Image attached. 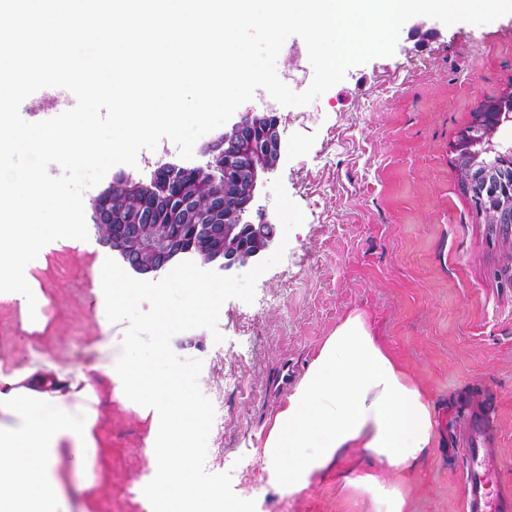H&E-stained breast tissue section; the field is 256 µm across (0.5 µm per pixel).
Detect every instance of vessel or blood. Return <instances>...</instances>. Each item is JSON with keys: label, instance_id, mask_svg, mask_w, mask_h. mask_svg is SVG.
<instances>
[{"label": "vessel or blood", "instance_id": "vessel-or-blood-1", "mask_svg": "<svg viewBox=\"0 0 512 512\" xmlns=\"http://www.w3.org/2000/svg\"><path fill=\"white\" fill-rule=\"evenodd\" d=\"M498 465L478 426H471L465 467L466 512H512V492L501 488Z\"/></svg>", "mask_w": 512, "mask_h": 512}]
</instances>
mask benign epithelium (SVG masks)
<instances>
[{
	"mask_svg": "<svg viewBox=\"0 0 512 512\" xmlns=\"http://www.w3.org/2000/svg\"><path fill=\"white\" fill-rule=\"evenodd\" d=\"M512 124V96L482 105L479 120L464 129L455 144L457 163L478 210L492 225L512 231V146L493 141ZM204 166L161 163L150 182L118 174L95 200L94 219L114 224L104 244L116 251L135 273L150 276L190 254L205 263L222 261L224 269L257 263L274 245L277 227L265 217L243 221L254 202L259 179L275 172L282 149L279 119L272 108L254 107L236 113L224 133L202 147ZM130 191L146 199H162L166 232L154 239L143 225L157 222L155 208L125 215L113 208ZM207 199L202 207L198 200Z\"/></svg>",
	"mask_w": 512,
	"mask_h": 512,
	"instance_id": "1",
	"label": "benign epithelium"
}]
</instances>
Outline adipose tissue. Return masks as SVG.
Instances as JSON below:
<instances>
[{
    "mask_svg": "<svg viewBox=\"0 0 512 512\" xmlns=\"http://www.w3.org/2000/svg\"><path fill=\"white\" fill-rule=\"evenodd\" d=\"M85 373L40 353L28 366L0 370V512H66L69 476L92 470L98 414ZM435 409L374 336L350 314L327 338L275 414L261 450L273 489L308 488L342 452L360 449L374 467L343 475L345 489L368 495L373 512H405L402 485L436 442Z\"/></svg>",
    "mask_w": 512,
    "mask_h": 512,
    "instance_id": "adipose-tissue-1",
    "label": "adipose tissue"
}]
</instances>
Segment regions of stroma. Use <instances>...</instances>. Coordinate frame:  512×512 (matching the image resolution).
I'll return each mask as SVG.
<instances>
[{"label":"stroma","mask_w":512,"mask_h":512,"mask_svg":"<svg viewBox=\"0 0 512 512\" xmlns=\"http://www.w3.org/2000/svg\"><path fill=\"white\" fill-rule=\"evenodd\" d=\"M280 78L307 89L313 68L300 37L285 42ZM512 92V15L475 26L409 20L393 55L350 67L308 105L278 108L282 162L259 183L253 208L275 217L281 178L305 221L279 264L263 273L252 304L221 308L222 342L198 328L176 334L173 352L199 359V387L223 417L211 429L206 469L232 471L234 493L266 512H372L335 471L294 495L276 492L259 464L264 425L283 401L282 361L305 373L336 327L355 311L436 408V444L406 486L407 512H464L468 426L480 421L512 487V233L494 229L461 186L454 144L481 103ZM112 249L97 233L45 246L26 274L47 298L44 326L25 328L18 303L0 300V366L31 352L85 370L96 345L126 323L109 322L94 286ZM95 479L74 505L87 512H152L155 437L137 405L95 374Z\"/></svg>","instance_id":"stroma-1"}]
</instances>
